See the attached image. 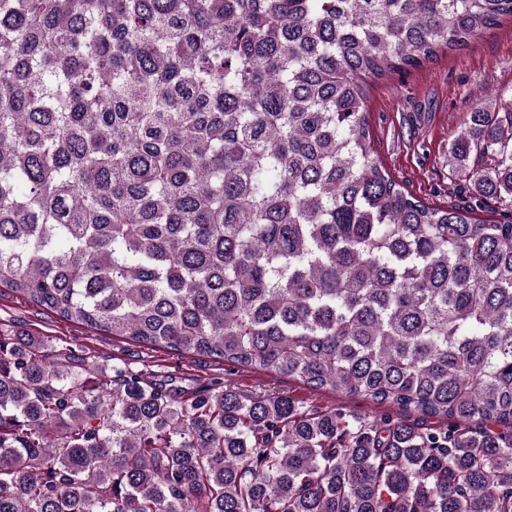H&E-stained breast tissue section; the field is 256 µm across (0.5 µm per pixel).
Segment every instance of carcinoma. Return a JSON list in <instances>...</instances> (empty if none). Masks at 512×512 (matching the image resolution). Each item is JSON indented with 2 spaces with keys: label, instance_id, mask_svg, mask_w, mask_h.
Instances as JSON below:
<instances>
[{
  "label": "carcinoma",
  "instance_id": "1",
  "mask_svg": "<svg viewBox=\"0 0 512 512\" xmlns=\"http://www.w3.org/2000/svg\"><path fill=\"white\" fill-rule=\"evenodd\" d=\"M506 20L512 0H0L1 287L436 419L181 400L0 334V512H512V97L448 144L470 211L405 192L367 111Z\"/></svg>",
  "mask_w": 512,
  "mask_h": 512
}]
</instances>
